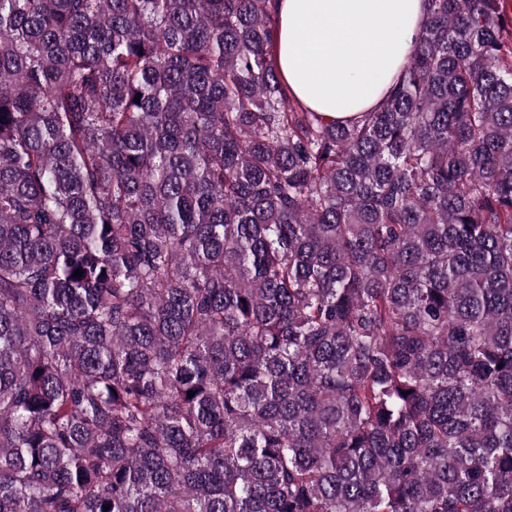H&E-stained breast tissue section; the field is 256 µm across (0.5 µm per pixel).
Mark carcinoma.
I'll return each mask as SVG.
<instances>
[{
  "label": "carcinoma",
  "instance_id": "carcinoma-1",
  "mask_svg": "<svg viewBox=\"0 0 512 512\" xmlns=\"http://www.w3.org/2000/svg\"><path fill=\"white\" fill-rule=\"evenodd\" d=\"M428 3L326 122L270 0H0V512H512V0Z\"/></svg>",
  "mask_w": 512,
  "mask_h": 512
}]
</instances>
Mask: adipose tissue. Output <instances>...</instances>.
Returning a JSON list of instances; mask_svg holds the SVG:
<instances>
[{"mask_svg": "<svg viewBox=\"0 0 512 512\" xmlns=\"http://www.w3.org/2000/svg\"><path fill=\"white\" fill-rule=\"evenodd\" d=\"M280 74L324 120L377 108L407 64L428 0H272Z\"/></svg>", "mask_w": 512, "mask_h": 512, "instance_id": "obj_1", "label": "adipose tissue"}]
</instances>
